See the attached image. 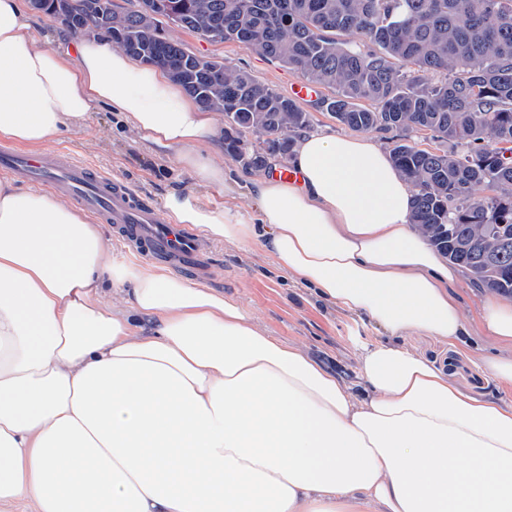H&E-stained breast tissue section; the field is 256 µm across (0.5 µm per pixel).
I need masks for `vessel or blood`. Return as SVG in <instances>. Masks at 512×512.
Returning a JSON list of instances; mask_svg holds the SVG:
<instances>
[{
	"mask_svg": "<svg viewBox=\"0 0 512 512\" xmlns=\"http://www.w3.org/2000/svg\"><path fill=\"white\" fill-rule=\"evenodd\" d=\"M0 169L25 170L56 192L70 196L100 222L111 225L117 240L145 258L166 262L192 274L206 268L200 238L180 224L158 221L154 206L130 186L57 149L23 153L0 147Z\"/></svg>",
	"mask_w": 512,
	"mask_h": 512,
	"instance_id": "obj_1",
	"label": "vessel or blood"
}]
</instances>
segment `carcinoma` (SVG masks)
I'll use <instances>...</instances> for the list:
<instances>
[{"instance_id":"cac0c4a2","label":"carcinoma","mask_w":512,"mask_h":512,"mask_svg":"<svg viewBox=\"0 0 512 512\" xmlns=\"http://www.w3.org/2000/svg\"><path fill=\"white\" fill-rule=\"evenodd\" d=\"M144 3L112 11V27L126 34L114 46L153 64L188 56L161 29L168 15L149 16ZM168 3L189 20L185 29L202 34L222 19L224 41L334 89L321 107L339 124L401 132L390 157L413 188L412 224L475 283L512 298V0ZM223 71L218 85L201 70L181 86L224 116L225 151L255 171L288 156L309 113L245 71ZM421 130L439 146L411 144ZM490 187L496 195H485Z\"/></svg>"}]
</instances>
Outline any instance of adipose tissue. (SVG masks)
Wrapping results in <instances>:
<instances>
[{"label": "adipose tissue", "mask_w": 512, "mask_h": 512, "mask_svg": "<svg viewBox=\"0 0 512 512\" xmlns=\"http://www.w3.org/2000/svg\"><path fill=\"white\" fill-rule=\"evenodd\" d=\"M71 41L39 45L24 0H0V138L48 145L102 106L225 186L212 112L107 38ZM291 164L299 183L250 177L256 222L190 197L167 208L210 239L262 240L380 327L359 396L235 300L113 265L81 209L0 179V512H512V401L463 392L401 343L452 345L476 324L507 351L479 365L510 385L512 301L465 314L459 270L412 224V187L373 137L304 133Z\"/></svg>", "instance_id": "adipose-tissue-1"}]
</instances>
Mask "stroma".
Wrapping results in <instances>:
<instances>
[{
    "label": "stroma",
    "instance_id": "1",
    "mask_svg": "<svg viewBox=\"0 0 512 512\" xmlns=\"http://www.w3.org/2000/svg\"><path fill=\"white\" fill-rule=\"evenodd\" d=\"M163 29L181 41L186 51L222 60L226 67L245 71L282 95H290L297 80L281 63L242 44L209 41L170 23ZM59 144L76 159L92 162L112 178L129 184L153 204L163 220L171 218L165 200L174 192L194 196L210 208H231L245 218L257 213L249 184L241 178L244 167L235 158L226 153L220 157L230 176L228 189L203 187L173 155L157 152L109 109L91 112L86 123L63 135ZM203 247L211 272L209 288L245 307L269 335L301 346L353 390H361L357 359L366 346L383 339L381 328L364 315L340 311L318 299L311 289L278 270L260 247L237 248L208 238ZM403 343L442 367L465 392L512 401V385L497 382L475 362L476 355L499 353L483 337L471 336L466 347H453L428 336H409Z\"/></svg>",
    "mask_w": 512,
    "mask_h": 512
}]
</instances>
